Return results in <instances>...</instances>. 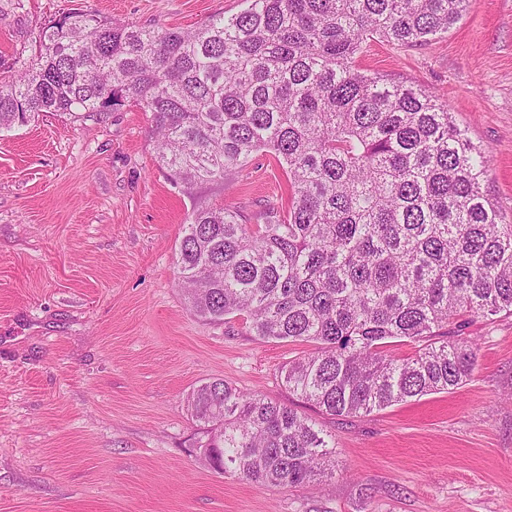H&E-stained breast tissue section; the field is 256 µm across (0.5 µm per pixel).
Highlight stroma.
<instances>
[{"label":"stroma","instance_id":"1","mask_svg":"<svg viewBox=\"0 0 512 512\" xmlns=\"http://www.w3.org/2000/svg\"><path fill=\"white\" fill-rule=\"evenodd\" d=\"M245 0H0V80L68 13L190 29ZM366 74L446 101L492 155L485 189L512 223V0H469L417 47L369 41ZM248 224L288 205L266 152L248 173L184 191L156 159L149 113L47 114L0 133V512H512V315L467 318L470 382L357 417L289 394L280 369L312 351L247 324L200 321L178 286L193 206ZM221 378L321 424L333 478L282 489L199 461L185 399Z\"/></svg>","mask_w":512,"mask_h":512}]
</instances>
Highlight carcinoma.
Returning <instances> with one entry per match:
<instances>
[{
	"mask_svg": "<svg viewBox=\"0 0 512 512\" xmlns=\"http://www.w3.org/2000/svg\"><path fill=\"white\" fill-rule=\"evenodd\" d=\"M466 2L246 0L190 30L65 14L0 82V130L137 107L150 113L159 164L184 186L221 183L271 153L288 209L261 224L230 205L188 215L178 266L191 311L314 344L280 378L330 416L449 392L472 378L479 349L455 319L512 314V224L482 190L489 151L447 104L356 58L368 40L425 44ZM396 339L418 350L395 355ZM186 404L203 424L196 451L226 473L297 488L335 472L323 430L285 404L222 378Z\"/></svg>",
	"mask_w": 512,
	"mask_h": 512,
	"instance_id": "obj_1",
	"label": "carcinoma"
}]
</instances>
